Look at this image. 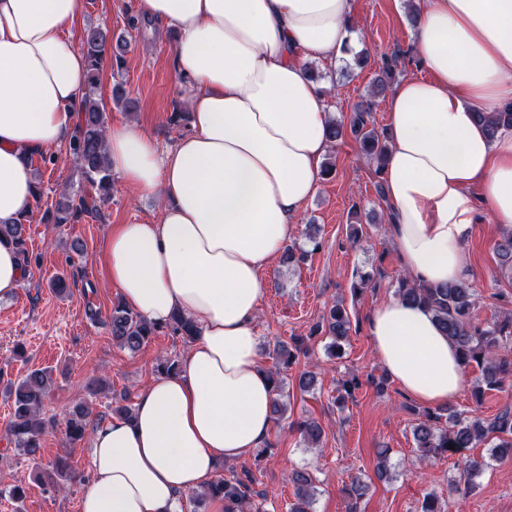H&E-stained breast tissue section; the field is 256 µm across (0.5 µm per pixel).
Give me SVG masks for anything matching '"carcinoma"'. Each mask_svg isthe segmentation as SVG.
Listing matches in <instances>:
<instances>
[{"mask_svg": "<svg viewBox=\"0 0 512 512\" xmlns=\"http://www.w3.org/2000/svg\"><path fill=\"white\" fill-rule=\"evenodd\" d=\"M80 47L88 62V88L83 95L77 116L75 132L69 143L73 155L74 169L79 183L88 184L98 196L107 199L112 190V171L105 161V133L107 115L95 90L99 73L106 53H111L110 61L117 69H122L125 46L112 44L109 31L90 25L84 29ZM401 61L398 54L382 60L378 75L374 79L373 95H381L392 87L400 74ZM372 100L365 101L350 116L349 120H331L330 136L338 141L345 133H351L360 145L361 153L375 165V174L382 175L385 164L388 138L386 131H378L371 123ZM476 120L494 138L501 131L512 130V104L502 112H475ZM88 211L86 197L74 199L62 194L51 208L44 211L41 220L46 224H72L81 212ZM27 216L16 219L11 224H0V240L9 241L16 249L23 263H29V252L25 239ZM497 254L503 263L512 267V230L504 234L496 246ZM395 294L398 299L417 304L437 320L439 327L448 336L464 368L476 367L480 376L475 379L472 393L481 400L488 390H501L512 387V314H504L491 324L481 327L474 323L473 312L477 304L476 291L462 280L435 286L418 284L408 275L396 279ZM109 327L113 341L119 346L135 352L161 327L147 321L136 311L119 300L112 305ZM172 332L184 342L195 341L198 329L184 316L177 315L167 324ZM351 331V318L344 303L331 306L322 322L313 328L330 338L326 346L327 354L333 358L343 356V343ZM303 351L299 342L289 346L285 343L274 349L275 358L287 368L295 362ZM374 387L377 392L385 391L387 378L368 377L362 382L354 377L343 383V391L350 396L363 384ZM51 371L37 369L8 388L13 398L14 411L8 427V434L23 454L36 457L41 448V438L46 430V420L42 417L43 399L51 389ZM91 411L81 404L72 408L66 421L65 436L71 445L84 440L87 435ZM419 423L413 429V439L419 458L428 461L445 453L459 455L462 461L459 479L467 486L482 472L485 461L465 455V451L486 442L497 441L492 449L496 460L512 459V405L492 419L476 415H448L449 426H439L442 414L431 409L418 412ZM298 429L309 447L319 446L324 435L323 426L316 420H304ZM52 486H59L74 478L65 455L56 457L48 464ZM291 481L296 486L295 502L289 505V512H312L315 483L306 470H294ZM257 478L250 470L229 477L217 475L201 498L224 500V512H264L262 502L267 494L255 489ZM367 486L356 476L345 488L348 498L346 512H358V502L365 495Z\"/></svg>", "mask_w": 512, "mask_h": 512, "instance_id": "cac0c4a2", "label": "carcinoma"}]
</instances>
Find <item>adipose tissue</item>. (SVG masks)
Returning <instances> with one entry per match:
<instances>
[{
	"label": "adipose tissue",
	"mask_w": 512,
	"mask_h": 512,
	"mask_svg": "<svg viewBox=\"0 0 512 512\" xmlns=\"http://www.w3.org/2000/svg\"><path fill=\"white\" fill-rule=\"evenodd\" d=\"M83 0H0V224L32 203L30 157L71 139L87 60L71 36ZM176 29L180 97L191 129L168 150L133 125L110 127L111 170L162 200L155 224H120L104 243L111 284L148 321L198 328L177 373L153 380L132 418L94 425L93 482L81 512H179L218 464L269 439L272 383L256 316L262 270L293 236L331 147L325 96L301 54L335 63L354 0H137ZM415 44L426 74L386 101L387 230L417 282L464 277L472 189L512 227V131L475 119L512 103V0H424ZM374 352L404 393L432 406L464 369L426 309L394 298L368 319Z\"/></svg>",
	"instance_id": "obj_1"
}]
</instances>
